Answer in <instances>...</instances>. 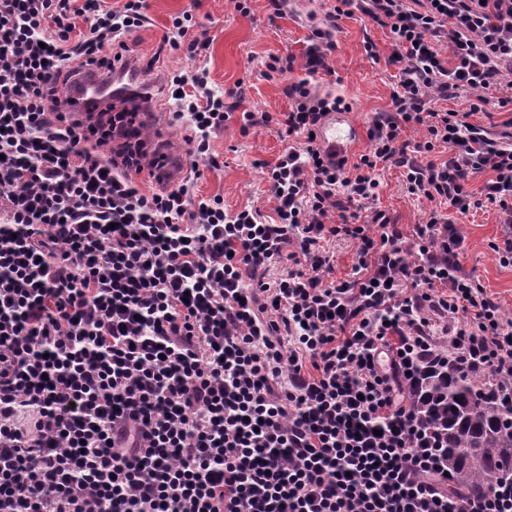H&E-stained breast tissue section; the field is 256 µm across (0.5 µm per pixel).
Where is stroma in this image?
Here are the masks:
<instances>
[{
	"label": "stroma",
	"instance_id": "1",
	"mask_svg": "<svg viewBox=\"0 0 512 512\" xmlns=\"http://www.w3.org/2000/svg\"><path fill=\"white\" fill-rule=\"evenodd\" d=\"M149 23L137 29L128 39L130 62L155 59L153 70H136L137 85L146 87L150 98L141 103L146 116L144 128L155 150L185 154L188 131L175 124L169 114L164 85L169 72L208 73L212 88L228 92L243 86L236 99L237 114L223 130L214 134L211 152L216 165H201L196 191L203 196L220 195L227 210L256 207L269 212L272 205L266 167L275 163L288 145L303 147V139L288 141L282 136L280 119L289 110L284 93L285 77H269L264 63L271 56L290 55L302 58L310 35L306 16L312 10L311 0H299L298 12L283 18L273 17L265 0H251L248 13L235 10L232 0H149ZM191 11L195 26L193 35L206 38L210 46L205 56L191 59L180 53L157 56L156 50L173 15ZM336 34L337 48L332 54L330 72L319 74L320 91L342 96L350 106V114L360 129H368L375 113L388 108L396 83L397 69L389 61L392 35L389 29L364 19L361 15L341 18ZM376 45L375 54H367L366 41ZM469 93L462 92L448 101V108L470 115L471 123L496 126L505 130L512 125V89L501 87L489 92L487 103L472 110ZM268 112L273 123L242 131L240 113ZM382 184L378 205L391 219L401 224L404 232H412L422 223L431 205L408 195L402 186L401 171L394 166L380 173ZM464 227L462 263L466 271L480 279L488 292L498 297L505 310L512 311V269L501 267L490 241L502 235L495 206L473 209L458 216Z\"/></svg>",
	"mask_w": 512,
	"mask_h": 512
}]
</instances>
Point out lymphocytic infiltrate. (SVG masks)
Segmentation results:
<instances>
[{
  "instance_id": "1",
  "label": "lymphocytic infiltrate",
  "mask_w": 512,
  "mask_h": 512,
  "mask_svg": "<svg viewBox=\"0 0 512 512\" xmlns=\"http://www.w3.org/2000/svg\"><path fill=\"white\" fill-rule=\"evenodd\" d=\"M148 9L0 0V512H512V479L450 489L415 399L418 369L450 362L512 404V315L464 271L453 218L495 205L490 247L512 267V133L438 107L512 86V0L322 7L284 87L306 145L267 169L272 221L185 184L143 191L135 111L93 140L83 113L54 108L122 59ZM356 13L389 28L397 85L368 151L335 161L313 135L345 102L311 79ZM192 27L173 16L159 53L201 57ZM167 92L191 162L211 161L223 95L203 70ZM388 165L432 205L408 235L377 207ZM342 236L357 262L332 281L324 244Z\"/></svg>"
}]
</instances>
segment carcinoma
<instances>
[{"label": "carcinoma", "instance_id": "obj_1", "mask_svg": "<svg viewBox=\"0 0 512 512\" xmlns=\"http://www.w3.org/2000/svg\"><path fill=\"white\" fill-rule=\"evenodd\" d=\"M489 385L450 365L424 372L418 416L436 430L455 488L479 494L512 475V407L484 395Z\"/></svg>", "mask_w": 512, "mask_h": 512}]
</instances>
